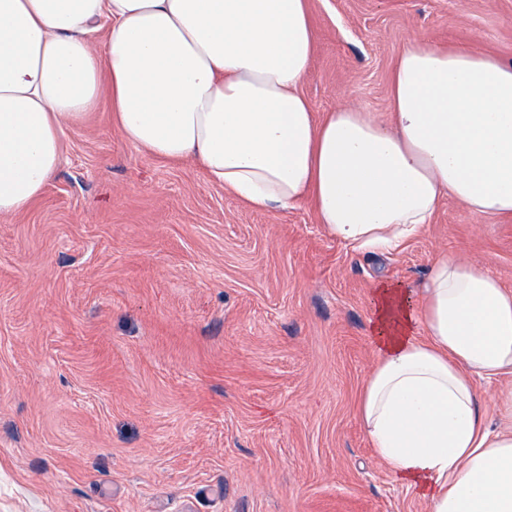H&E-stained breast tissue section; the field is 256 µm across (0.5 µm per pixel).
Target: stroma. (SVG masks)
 Segmentation results:
<instances>
[{
  "label": "stroma",
  "instance_id": "35a3bbf8",
  "mask_svg": "<svg viewBox=\"0 0 512 512\" xmlns=\"http://www.w3.org/2000/svg\"><path fill=\"white\" fill-rule=\"evenodd\" d=\"M302 92L388 119L423 37L512 60V0H309ZM0 219V512H426L357 406L373 288L451 253L512 289V218L453 199L396 251L336 241L312 203L257 212L193 161L139 151L108 102Z\"/></svg>",
  "mask_w": 512,
  "mask_h": 512
}]
</instances>
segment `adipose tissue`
<instances>
[{
    "label": "adipose tissue",
    "instance_id": "obj_1",
    "mask_svg": "<svg viewBox=\"0 0 512 512\" xmlns=\"http://www.w3.org/2000/svg\"><path fill=\"white\" fill-rule=\"evenodd\" d=\"M314 44L308 0H0V217L44 192L105 82L130 144L256 210L312 202L359 252L417 237L446 197L512 216V61L412 41L384 121L314 111ZM370 333L358 415L394 482L428 512H512V386L489 412L474 387L512 375V290L446 254L421 289L378 281Z\"/></svg>",
    "mask_w": 512,
    "mask_h": 512
}]
</instances>
